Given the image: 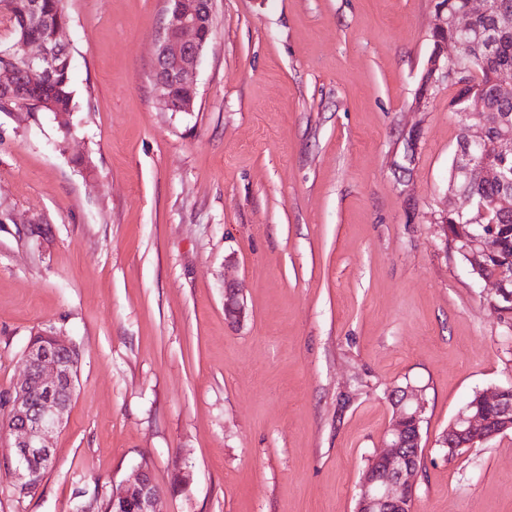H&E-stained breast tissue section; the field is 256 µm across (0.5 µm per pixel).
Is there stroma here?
<instances>
[{"mask_svg": "<svg viewBox=\"0 0 512 512\" xmlns=\"http://www.w3.org/2000/svg\"><path fill=\"white\" fill-rule=\"evenodd\" d=\"M211 3L192 111L156 86L166 0H65L68 126L0 112V392L35 331L80 352L54 465L21 500L0 469V512L142 464L164 512H354L405 384L413 512H512V433L439 446L512 385V330L436 223L461 128L446 78L415 104L437 0Z\"/></svg>", "mask_w": 512, "mask_h": 512, "instance_id": "obj_1", "label": "stroma"}]
</instances>
